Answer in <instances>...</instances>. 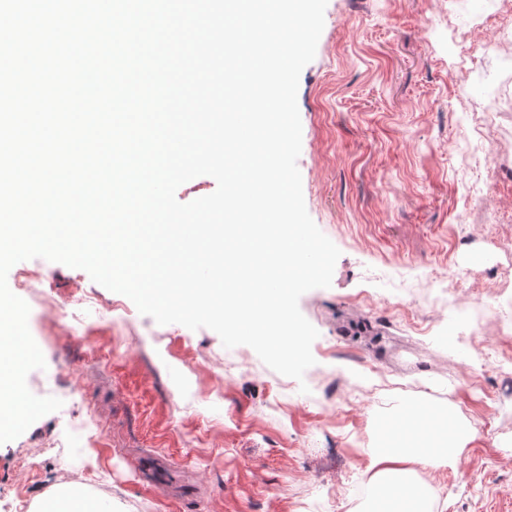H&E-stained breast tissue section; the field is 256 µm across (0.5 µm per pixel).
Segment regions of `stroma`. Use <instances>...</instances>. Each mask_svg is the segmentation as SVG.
Wrapping results in <instances>:
<instances>
[{"label": "stroma", "mask_w": 512, "mask_h": 512, "mask_svg": "<svg viewBox=\"0 0 512 512\" xmlns=\"http://www.w3.org/2000/svg\"><path fill=\"white\" fill-rule=\"evenodd\" d=\"M512 0H328L302 71L297 166L306 209L339 248L332 284L303 294L318 330L303 380L208 328L160 325L82 269L42 258L52 293L81 288L85 325L31 308L60 410L0 445V512H38L74 490L99 512H367L365 473L384 428L413 411L477 435L418 479L443 512H512V335H473L474 285L512 304V62L476 55ZM478 56L464 81L449 74ZM495 191L470 198L486 180ZM308 393H301L300 384Z\"/></svg>", "instance_id": "35a3bbf8"}]
</instances>
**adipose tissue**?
<instances>
[{
	"mask_svg": "<svg viewBox=\"0 0 512 512\" xmlns=\"http://www.w3.org/2000/svg\"><path fill=\"white\" fill-rule=\"evenodd\" d=\"M411 448H382L371 463L370 483L394 503L393 512H427L425 490L415 480L416 467L436 468L442 458L455 457L474 439L467 421H451L447 431L427 429L416 423Z\"/></svg>",
	"mask_w": 512,
	"mask_h": 512,
	"instance_id": "ef3b65f1",
	"label": "adipose tissue"
}]
</instances>
